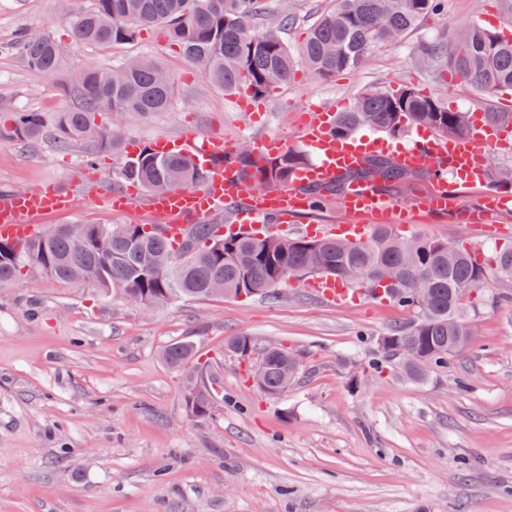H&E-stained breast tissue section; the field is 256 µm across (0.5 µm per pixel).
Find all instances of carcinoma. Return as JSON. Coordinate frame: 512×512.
<instances>
[{"label":"carcinoma","instance_id":"obj_1","mask_svg":"<svg viewBox=\"0 0 512 512\" xmlns=\"http://www.w3.org/2000/svg\"><path fill=\"white\" fill-rule=\"evenodd\" d=\"M440 0H334L318 18L308 39L293 51L281 33L289 18L268 22L264 0H93L74 16L71 26L78 43L108 46L134 40L137 28L161 24L182 49L185 58L203 69L210 81L226 92L245 84L257 96H266L286 83L295 56L317 78L360 67L375 47L401 39L421 18L433 12ZM462 41L421 45L422 59L448 70L461 83L478 91L512 88V39L472 23ZM57 44L48 36H23L17 52L25 65L48 76L59 74ZM123 79L102 83L105 68L90 63L81 79L63 84L80 104L51 118L40 112L18 111L0 120L1 145H26L52 131L56 143L91 142L119 159L118 179L137 182L149 192L198 185L200 165L174 152L159 154L145 146L135 155L125 152V140H115L95 123L105 109L148 117L167 111L174 103L175 82L159 84L164 67L156 60L137 56L118 65ZM425 126L442 138L473 135L469 114L450 111L439 99L411 87L368 90L335 119V133L352 135L372 128L391 137L412 127ZM308 162L302 152H290L269 161L260 171V183L288 187L294 171ZM372 176H381L388 190L405 180V174L385 159L372 161ZM93 239L104 237L109 248L78 244L64 225L52 227L26 245L0 240V285L18 279L24 268L69 283L88 284L107 296L129 292L156 303L193 301L210 297L215 280L224 283V295L241 292L272 296L288 279L330 277L346 286L375 294L383 289L389 300L416 312V319L393 327L376 343L372 365L384 363L399 369L402 379L422 383L448 357L465 352L474 335L464 300L485 280L488 272L512 283V246L495 249L484 257L474 249L451 246L424 236H406L391 226L378 224L364 240L342 246L337 238L257 237L238 231L215 238L212 224H194L181 246L173 248L156 230L134 228L124 234L116 225H89ZM158 254L173 258L171 265L154 271ZM411 344L419 359L408 363L400 355ZM194 346L178 342L164 351L166 362L181 368L194 358ZM300 366L288 348L278 344L272 355H261L253 378L272 395L288 390L299 377Z\"/></svg>","mask_w":512,"mask_h":512}]
</instances>
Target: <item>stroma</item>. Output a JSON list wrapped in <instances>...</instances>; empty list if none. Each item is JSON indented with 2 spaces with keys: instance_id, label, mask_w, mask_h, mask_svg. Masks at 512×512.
<instances>
[{
  "instance_id": "35a3bbf8",
  "label": "stroma",
  "mask_w": 512,
  "mask_h": 512,
  "mask_svg": "<svg viewBox=\"0 0 512 512\" xmlns=\"http://www.w3.org/2000/svg\"><path fill=\"white\" fill-rule=\"evenodd\" d=\"M294 18L298 46L332 0H269ZM403 41L381 45L356 69L326 79L296 63L286 84L252 112L183 56L163 26L131 42L89 47L71 20L92 0H0V113L45 116L73 107L56 80L24 66L19 36L49 34L64 51L61 78L88 61L106 66L148 55L173 77L171 109L148 117L101 112L129 141L176 142L187 132L239 146L274 133L298 140L304 106L345 111L360 93L411 87L449 110L512 112V90L483 93L418 61L421 43L477 22L512 38L501 0H444ZM59 77V78H60ZM87 144L0 145V190L25 192L53 180L75 193L72 210L41 224H152L145 206L114 211L85 199L86 165L116 184L111 152ZM336 197L289 219L279 233L352 223ZM405 233L491 251L512 237V211L493 223L419 213ZM476 334L422 385L368 370L377 338L413 311L362 296L332 304L290 281L277 297L173 301L146 310L120 297L24 273L0 288V512H512V286L487 279L465 301ZM282 343L303 364L276 396L253 384L251 360L225 348L230 336ZM192 342L215 388L207 417L186 403L189 370L170 367L167 346ZM362 380L351 387V377Z\"/></svg>"
}]
</instances>
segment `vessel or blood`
Instances as JSON below:
<instances>
[{
  "mask_svg": "<svg viewBox=\"0 0 512 512\" xmlns=\"http://www.w3.org/2000/svg\"><path fill=\"white\" fill-rule=\"evenodd\" d=\"M334 115L324 107L304 110L301 119L303 137L295 141L285 135L265 136L252 143L253 170L240 171L236 164L212 165L213 157L223 155L224 143L216 138L185 136L180 145L159 139L154 143L157 152L168 153L174 148L191 152L202 162L206 171L200 186L178 188L141 199L136 183H129L119 191L100 194L98 174L85 173L81 185L88 196L103 195L107 206L124 211L138 201H145L155 214L164 240L176 244L187 227L186 216L223 211L232 204H242L234 221L256 223L276 228L282 225L289 212L311 207L314 197L303 194L304 184H326L343 173L358 168L372 153H388L401 168L425 169L439 172L440 178L428 193L399 204L382 196L368 183L353 181L346 185L339 204L343 211L355 215L389 216L399 223H407L417 210L454 213L460 210L459 196L448 187L447 175L453 174L475 180L483 167V152L474 137L457 138L440 143L421 139L410 146L394 145L379 137H341L333 131ZM303 149L313 157L312 162L296 170L294 183L277 194L264 193L258 184V171L273 157L296 149ZM74 196L56 184L47 183L23 193L0 192V238L23 243L41 231L39 219L51 211L72 208ZM312 292L324 299L342 304L354 294L333 280H314L309 284Z\"/></svg>",
  "mask_w": 512,
  "mask_h": 512,
  "instance_id": "obj_1",
  "label": "vessel or blood"
}]
</instances>
